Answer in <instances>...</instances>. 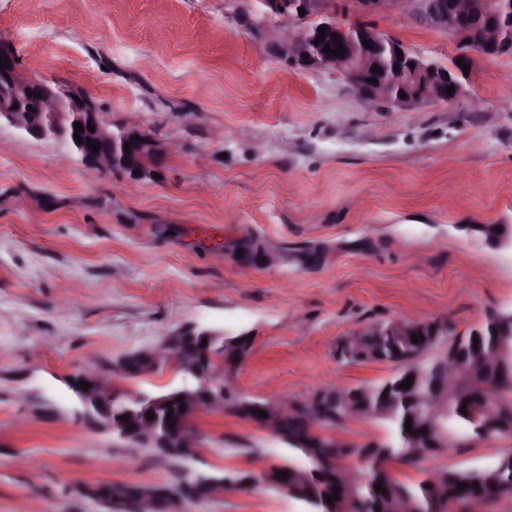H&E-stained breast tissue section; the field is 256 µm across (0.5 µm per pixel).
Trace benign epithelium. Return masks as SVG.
<instances>
[{
    "mask_svg": "<svg viewBox=\"0 0 512 512\" xmlns=\"http://www.w3.org/2000/svg\"><path fill=\"white\" fill-rule=\"evenodd\" d=\"M261 9L245 5L241 16L250 25L259 28L264 20L278 19L279 31L267 42L269 53L291 67L303 69H333L345 76L351 91L368 102L385 101L389 97L384 78L370 83L376 65L374 48L388 46L391 56L401 50L399 80L407 86L406 97L399 99L403 105L419 103L424 99H456L461 92L456 71L436 65L431 59L412 51L398 40L386 36L361 21V18L388 14L403 16L427 27L447 33L462 47V57L475 53L482 57L512 55V38L504 34L512 30V0H348L339 5L327 0H259ZM305 14L299 15V9ZM489 19L491 26L484 32L479 49L468 42L466 28L475 19ZM326 26V38L317 41L319 27ZM339 38L334 40L331 34ZM369 41L371 47L363 45ZM342 44L343 55L333 56L323 52L325 43ZM9 57V63L0 69V124L5 123L35 139H52L67 144L92 173L120 171L131 181H139L152 174L142 167L148 156H157L168 146L133 120L112 129L104 111L92 97L66 82L22 74L16 63L15 51L10 42L0 41V58ZM454 86L448 95V86ZM33 95H28L27 91ZM18 108H12V105ZM80 122L84 142L74 139V123ZM93 125L94 131L88 130ZM140 140H135V137ZM100 144L98 152L88 149L85 139ZM130 151H125L124 144ZM140 174H134V171ZM150 355L155 367L182 375L183 384L169 389L170 396L182 398L185 411L168 421H160L158 408L162 399L147 392L130 394L119 392L123 370L110 363H100L80 371L79 378L66 380L68 390L75 398V414L87 426L111 433L120 439L127 450L136 454L145 443L159 442L168 448H194L195 437L188 433V424L203 412H220L224 406V383L215 377L217 359L210 357L207 372L196 371L189 375L183 367L179 353L163 340L152 346ZM448 364L444 388L429 399L430 409L439 410L446 396L456 386L455 365L448 362V355L441 354ZM87 382L90 388H81ZM293 402L280 398L268 405L266 418L256 422L271 435L281 437V421L292 412ZM122 411L128 416L122 424L113 421V413ZM153 419H147V412Z\"/></svg>",
    "mask_w": 512,
    "mask_h": 512,
    "instance_id": "1",
    "label": "benign epithelium"
}]
</instances>
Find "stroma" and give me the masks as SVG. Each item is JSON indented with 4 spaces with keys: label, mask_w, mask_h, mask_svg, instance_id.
<instances>
[{
    "label": "stroma",
    "mask_w": 512,
    "mask_h": 512,
    "mask_svg": "<svg viewBox=\"0 0 512 512\" xmlns=\"http://www.w3.org/2000/svg\"><path fill=\"white\" fill-rule=\"evenodd\" d=\"M241 0H0L22 71L88 92L113 125L137 114L175 153L154 178L89 179L63 144L0 126V512H109L89 485L174 477L80 424L65 378L195 325L249 333L228 378L306 398L392 375L341 340L389 319L457 333L512 305V253L473 225L512 227V56L473 58L452 102L367 103L338 72L272 57ZM381 33L449 66L447 33L379 15ZM281 247L242 262L245 239ZM201 460L266 469L288 456L255 424L197 417ZM512 437L434 463L486 466ZM180 512H307L263 487Z\"/></svg>",
    "instance_id": "35a3bbf8"
}]
</instances>
